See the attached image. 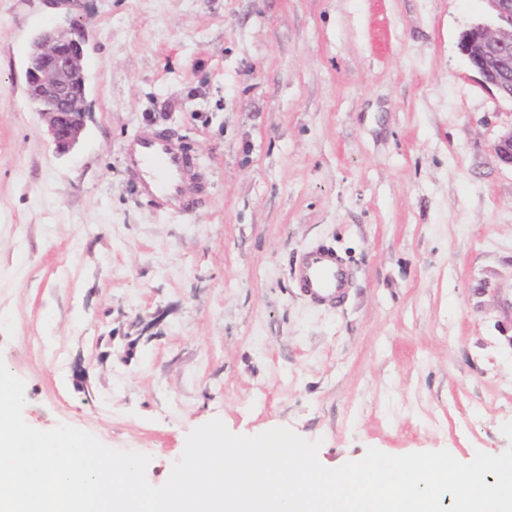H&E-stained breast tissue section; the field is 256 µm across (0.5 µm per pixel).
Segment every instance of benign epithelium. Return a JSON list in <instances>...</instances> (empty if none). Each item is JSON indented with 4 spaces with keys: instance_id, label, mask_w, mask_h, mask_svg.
Segmentation results:
<instances>
[{
    "instance_id": "1",
    "label": "benign epithelium",
    "mask_w": 512,
    "mask_h": 512,
    "mask_svg": "<svg viewBox=\"0 0 512 512\" xmlns=\"http://www.w3.org/2000/svg\"><path fill=\"white\" fill-rule=\"evenodd\" d=\"M489 20L462 36L461 50L479 83L512 99V0H485ZM84 42L72 30L49 29L32 40L25 70V92L38 107L60 150L72 148L85 129L87 76ZM498 158L512 166V127L494 145Z\"/></svg>"
}]
</instances>
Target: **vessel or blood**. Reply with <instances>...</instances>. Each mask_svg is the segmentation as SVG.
Instances as JSON below:
<instances>
[{
	"mask_svg": "<svg viewBox=\"0 0 512 512\" xmlns=\"http://www.w3.org/2000/svg\"><path fill=\"white\" fill-rule=\"evenodd\" d=\"M124 162L139 197L155 210L186 208L204 190L189 149L163 132L147 129L134 135ZM292 279L306 299L332 307L347 297L353 274L334 248L320 245L301 254Z\"/></svg>",
	"mask_w": 512,
	"mask_h": 512,
	"instance_id": "b4317fda",
	"label": "vessel or blood"
}]
</instances>
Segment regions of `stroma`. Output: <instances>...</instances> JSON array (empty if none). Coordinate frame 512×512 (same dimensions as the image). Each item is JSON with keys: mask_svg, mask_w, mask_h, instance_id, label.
<instances>
[{"mask_svg": "<svg viewBox=\"0 0 512 512\" xmlns=\"http://www.w3.org/2000/svg\"><path fill=\"white\" fill-rule=\"evenodd\" d=\"M484 0H0V362L25 421L150 456L187 434L287 427L329 468L512 446V100L460 48ZM87 48L85 130L56 149L25 94L42 29ZM153 127L207 183L186 211L135 194ZM355 270L338 308L296 257ZM300 294L314 304H341L352 287L353 274L336 250L320 245L304 251L292 270Z\"/></svg>", "mask_w": 512, "mask_h": 512, "instance_id": "obj_1", "label": "stroma"}]
</instances>
